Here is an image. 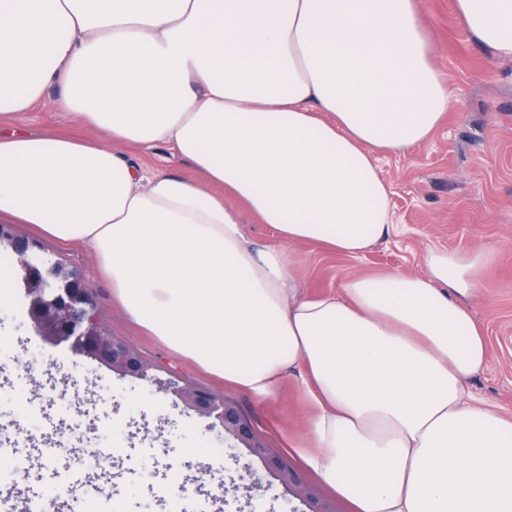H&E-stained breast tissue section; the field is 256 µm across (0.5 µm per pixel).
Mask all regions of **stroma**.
I'll use <instances>...</instances> for the list:
<instances>
[{
  "label": "stroma",
  "mask_w": 512,
  "mask_h": 512,
  "mask_svg": "<svg viewBox=\"0 0 512 512\" xmlns=\"http://www.w3.org/2000/svg\"><path fill=\"white\" fill-rule=\"evenodd\" d=\"M434 44V64L448 83L453 102L432 138L402 156L381 159V176L391 186L396 230L357 257L324 247L295 244L301 288L318 293L341 288L346 277L398 270L425 273L430 250L481 253L476 272L478 298L468 308L487 343L484 366L469 381L482 408L512 419V59L494 58L476 44L453 9V0H420ZM57 93L9 118L5 127L23 135L100 140L103 132L58 109ZM126 154L145 169L191 181L198 173L168 145L129 146ZM0 225L34 243L38 253L63 261L80 274L101 321L112 336L139 353L154 375L177 376L183 386L205 390L236 404L257 437L283 456L298 477L333 512H352L348 502L324 486L289 448L285 435L301 432L310 407L303 387L287 377L277 395L256 399L172 353L141 329L112 298V285L98 271L90 246L61 242L6 215ZM19 286L0 299V441L8 443L4 463L26 461L16 489L36 493L54 473H70L105 488L110 507L122 512H161L150 496L152 483H166L171 469L198 467L211 456L206 485L197 486L190 507L208 503L217 512H290L291 506L261 462L246 449L229 450L222 430L184 410L173 396L123 377L97 362L54 346L37 335ZM95 448L105 463L91 472L78 449ZM184 449L182 458L171 451ZM259 475V497L233 487L243 466ZM223 496L211 495V488Z\"/></svg>",
  "instance_id": "35a3bbf8"
}]
</instances>
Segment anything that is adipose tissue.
<instances>
[{
    "label": "adipose tissue",
    "mask_w": 512,
    "mask_h": 512,
    "mask_svg": "<svg viewBox=\"0 0 512 512\" xmlns=\"http://www.w3.org/2000/svg\"><path fill=\"white\" fill-rule=\"evenodd\" d=\"M454 6L512 58V0ZM53 87L110 142L0 134V213L91 246L143 330L235 389L298 374L311 410L286 442L355 512H512V420L468 387L482 255L309 296L240 216L351 257L394 230L379 159L452 99L419 0H0V120ZM157 143L200 181L120 151Z\"/></svg>",
    "instance_id": "1"
}]
</instances>
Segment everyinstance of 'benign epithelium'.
<instances>
[{"label": "benign epithelium", "mask_w": 512, "mask_h": 512, "mask_svg": "<svg viewBox=\"0 0 512 512\" xmlns=\"http://www.w3.org/2000/svg\"><path fill=\"white\" fill-rule=\"evenodd\" d=\"M0 244L15 254L19 277L28 299V315L37 333L57 344L86 355L99 364L138 380H148L160 392L170 393L197 414L212 418L224 428V437L242 445L257 457L267 473L279 478L288 496L299 501L307 512H334L302 485L284 460L272 453L242 419L236 406L212 393L184 387L169 379L156 378L139 354L111 336L102 324L79 275L59 260L35 252L34 244L0 226Z\"/></svg>", "instance_id": "benign-epithelium-1"}]
</instances>
